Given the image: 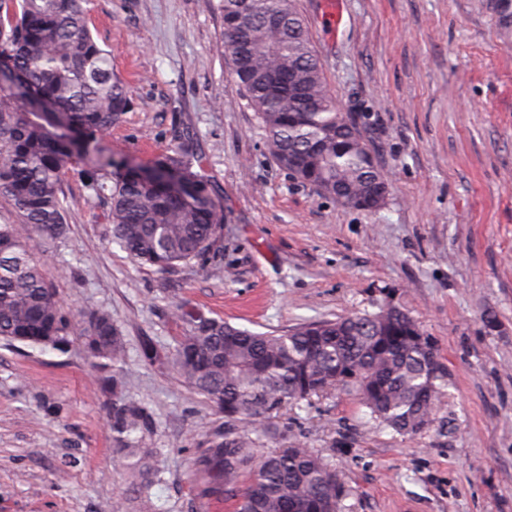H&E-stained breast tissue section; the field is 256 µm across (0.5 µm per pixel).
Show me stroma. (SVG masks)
I'll return each instance as SVG.
<instances>
[{
	"instance_id": "35a3bbf8",
	"label": "stroma",
	"mask_w": 512,
	"mask_h": 512,
	"mask_svg": "<svg viewBox=\"0 0 512 512\" xmlns=\"http://www.w3.org/2000/svg\"><path fill=\"white\" fill-rule=\"evenodd\" d=\"M330 92L388 177L385 203L341 206L275 161L224 50L220 0H88L89 26L132 105L104 139L147 168L193 145L224 206L210 260L136 264L108 235L109 204L69 170L65 234L46 275L66 313L109 312L132 396L157 414L154 512H227L189 461L224 415L141 341L169 347L175 306L283 333L353 312L404 309L448 384L429 426L403 436L345 391L278 414L274 448L332 459L347 512H512V48L499 0H295ZM232 269V277L222 269ZM79 343L0 341V512H113L124 487L105 402Z\"/></svg>"
}]
</instances>
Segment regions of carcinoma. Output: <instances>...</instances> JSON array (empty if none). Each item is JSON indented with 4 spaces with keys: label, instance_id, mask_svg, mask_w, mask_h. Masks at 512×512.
I'll use <instances>...</instances> for the list:
<instances>
[{
    "label": "carcinoma",
    "instance_id": "1",
    "mask_svg": "<svg viewBox=\"0 0 512 512\" xmlns=\"http://www.w3.org/2000/svg\"><path fill=\"white\" fill-rule=\"evenodd\" d=\"M85 0H0V339L63 351L78 339L102 388L112 392L114 460L143 512L161 479L152 409L130 396L125 340L109 314L63 315L42 268L45 245L67 224L63 191L80 167L94 194H109L111 240L138 264L173 271L220 248L224 211L198 156L174 146L148 170L115 158L103 136L130 107L126 85L88 26ZM224 49L258 114L278 165L351 209L371 210L387 183L362 132L327 92L295 0H221ZM174 346L144 344L152 364L173 369L224 412L190 465L199 496L231 512H346L348 490L330 458L301 444L267 448L271 419L331 390L353 392L381 425L410 435L433 416L446 385L430 378L433 349L418 323L394 307L302 324L285 333L242 330L178 306Z\"/></svg>",
    "mask_w": 512,
    "mask_h": 512
}]
</instances>
